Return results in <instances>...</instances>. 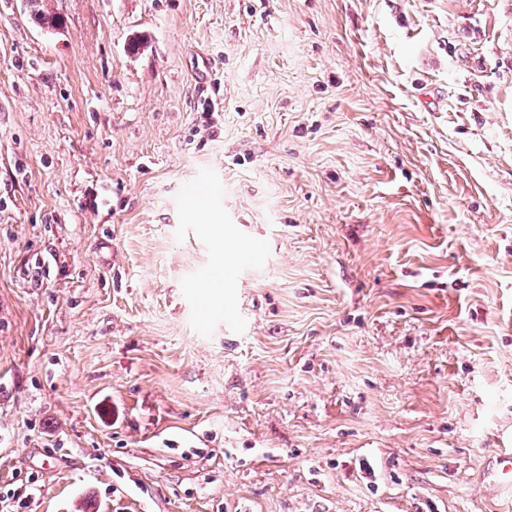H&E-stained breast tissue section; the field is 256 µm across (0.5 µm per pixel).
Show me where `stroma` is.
<instances>
[{"mask_svg":"<svg viewBox=\"0 0 512 512\" xmlns=\"http://www.w3.org/2000/svg\"><path fill=\"white\" fill-rule=\"evenodd\" d=\"M42 7L0 0V512H512V0ZM496 462L498 469L494 485L500 493L512 494V448H500Z\"/></svg>","mask_w":512,"mask_h":512,"instance_id":"1","label":"stroma"}]
</instances>
